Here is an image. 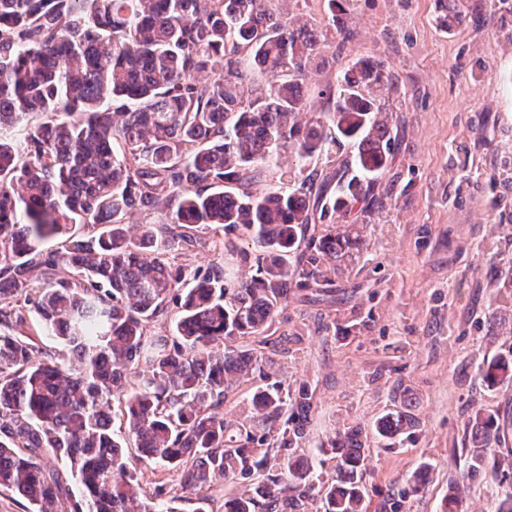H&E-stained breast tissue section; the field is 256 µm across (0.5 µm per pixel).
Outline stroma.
<instances>
[{
    "label": "stroma",
    "mask_w": 512,
    "mask_h": 512,
    "mask_svg": "<svg viewBox=\"0 0 512 512\" xmlns=\"http://www.w3.org/2000/svg\"><path fill=\"white\" fill-rule=\"evenodd\" d=\"M352 36L336 44L335 81L349 62L377 58L394 86L383 108L396 154L366 218L365 249L326 290L290 296L266 354L270 382L313 391L305 448L342 426L372 430L398 385L416 393L421 427L404 445H371L372 503L400 495L410 512H436L465 480L464 431L494 415L496 452L512 453V381L487 386L477 365L512 353V0H353ZM362 322L340 338L337 322ZM429 464L425 489L408 479ZM468 481V480H465ZM469 483V512H490L512 472Z\"/></svg>",
    "instance_id": "1"
}]
</instances>
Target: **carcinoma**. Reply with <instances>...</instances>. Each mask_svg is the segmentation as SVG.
<instances>
[{
  "mask_svg": "<svg viewBox=\"0 0 512 512\" xmlns=\"http://www.w3.org/2000/svg\"><path fill=\"white\" fill-rule=\"evenodd\" d=\"M273 2L0 0V488L30 512H175L137 497L118 415L139 461L181 472V493L236 484L224 512H300L308 499L317 512H369L368 434L344 426L318 460L298 452L308 389H255L245 425L220 412L274 365L238 340L263 336L290 296L360 257L349 218L382 204L375 186L395 152L383 63L353 62L317 88L326 110L307 112L303 84L328 64L327 34ZM325 2L346 40L351 0ZM264 73L276 81L262 84ZM345 148L322 180L316 169L292 179L281 159L289 149L329 164ZM270 164L278 184L252 191ZM158 208L166 223L128 234L127 215ZM241 233L255 274L231 286L219 266L177 263L189 246L229 252ZM173 307V334L151 332ZM43 336L63 350H44ZM480 370L496 385L512 378V358ZM393 404L373 428L390 445L420 426L413 389H396ZM495 437L492 417L475 412L468 477L512 467ZM45 452L69 463L81 495L42 467ZM462 503L450 487L440 512Z\"/></svg>",
  "mask_w": 512,
  "mask_h": 512,
  "instance_id": "1",
  "label": "carcinoma"
}]
</instances>
